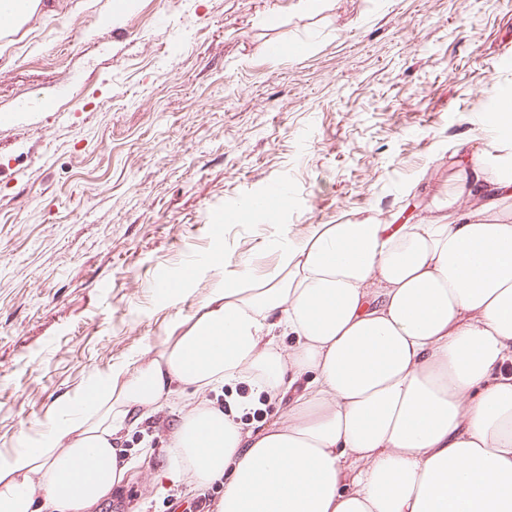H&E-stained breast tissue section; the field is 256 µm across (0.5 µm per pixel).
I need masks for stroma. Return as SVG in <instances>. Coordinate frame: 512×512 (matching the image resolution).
Segmentation results:
<instances>
[{
	"instance_id": "obj_1",
	"label": "stroma",
	"mask_w": 512,
	"mask_h": 512,
	"mask_svg": "<svg viewBox=\"0 0 512 512\" xmlns=\"http://www.w3.org/2000/svg\"><path fill=\"white\" fill-rule=\"evenodd\" d=\"M509 46L512 0H42L0 37V453L309 225L416 222L497 142L471 104L512 92ZM145 428L126 478L162 512Z\"/></svg>"
}]
</instances>
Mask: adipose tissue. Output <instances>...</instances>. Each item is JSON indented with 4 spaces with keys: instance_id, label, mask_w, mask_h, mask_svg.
<instances>
[{
    "instance_id": "obj_1",
    "label": "adipose tissue",
    "mask_w": 512,
    "mask_h": 512,
    "mask_svg": "<svg viewBox=\"0 0 512 512\" xmlns=\"http://www.w3.org/2000/svg\"><path fill=\"white\" fill-rule=\"evenodd\" d=\"M429 210L310 225L213 288L155 357L0 454V512H86L123 477L124 422L243 380L287 416L195 406L171 440L180 472L223 483L218 512H512V139L460 157Z\"/></svg>"
}]
</instances>
